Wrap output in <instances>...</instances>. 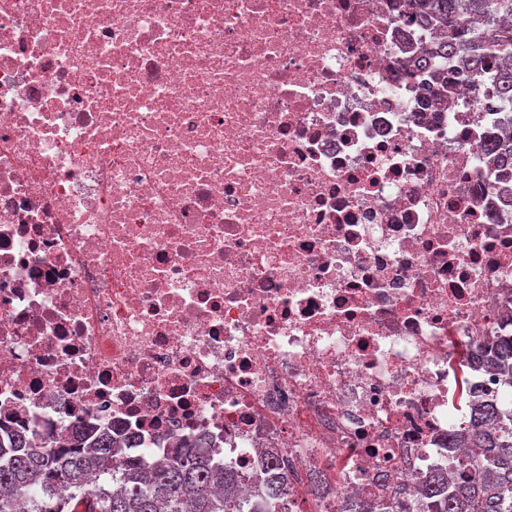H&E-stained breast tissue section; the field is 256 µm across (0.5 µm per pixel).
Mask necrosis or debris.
<instances>
[{
  "mask_svg": "<svg viewBox=\"0 0 512 512\" xmlns=\"http://www.w3.org/2000/svg\"><path fill=\"white\" fill-rule=\"evenodd\" d=\"M399 0H0V441L80 421L290 512L454 474L512 335L498 71L441 112ZM481 105H474L473 95ZM326 473L322 497L303 478Z\"/></svg>",
  "mask_w": 512,
  "mask_h": 512,
  "instance_id": "obj_1",
  "label": "necrosis or debris"
}]
</instances>
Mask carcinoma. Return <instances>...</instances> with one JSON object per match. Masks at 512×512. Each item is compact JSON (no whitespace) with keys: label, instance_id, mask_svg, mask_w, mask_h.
I'll return each instance as SVG.
<instances>
[{"label":"carcinoma","instance_id":"carcinoma-1","mask_svg":"<svg viewBox=\"0 0 512 512\" xmlns=\"http://www.w3.org/2000/svg\"><path fill=\"white\" fill-rule=\"evenodd\" d=\"M403 17L415 26H438L448 39L411 58L407 68L421 74L433 58L461 57L475 77L512 60V27L498 25V18L512 14V0H404ZM484 19L485 27L472 29L467 18ZM448 72L434 73L431 97L451 90ZM487 154L499 167L512 168V138L494 140ZM466 363L488 362L500 372L503 400L512 405V335L468 349ZM459 404L468 412L462 441L475 448L458 465L454 482L441 473L432 474L415 499L420 512H512V410L495 400ZM173 447L167 459L148 465L124 454L129 440L117 441L108 433L93 438L78 428L64 426L36 445L19 431L14 447L20 452L0 461V512H288V480L281 476L283 460L271 461L261 482L259 500L239 494L245 475L209 462L195 451L197 440L171 432ZM98 485L88 487L90 477ZM385 502L376 506L348 497L340 512H389L388 505L412 499L402 482L382 479Z\"/></svg>","mask_w":512,"mask_h":512}]
</instances>
